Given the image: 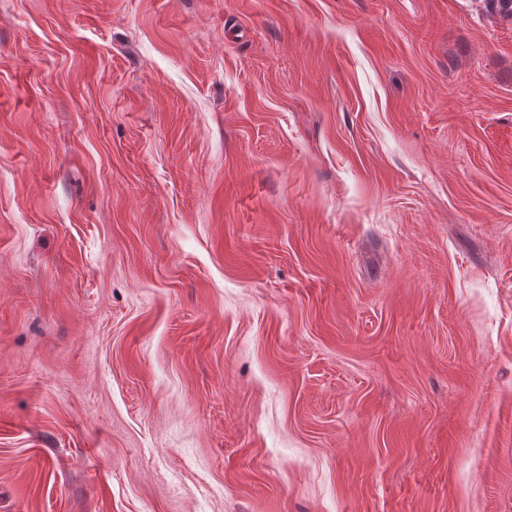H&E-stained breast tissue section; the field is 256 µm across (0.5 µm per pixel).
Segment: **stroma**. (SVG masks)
<instances>
[{
	"instance_id": "1",
	"label": "stroma",
	"mask_w": 512,
	"mask_h": 512,
	"mask_svg": "<svg viewBox=\"0 0 512 512\" xmlns=\"http://www.w3.org/2000/svg\"><path fill=\"white\" fill-rule=\"evenodd\" d=\"M0 512H512V16L0 0Z\"/></svg>"
}]
</instances>
